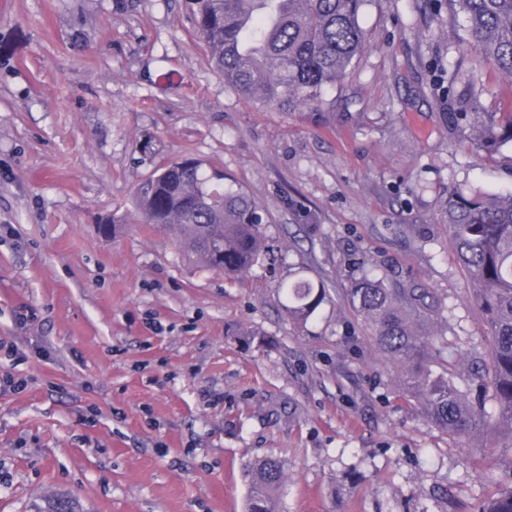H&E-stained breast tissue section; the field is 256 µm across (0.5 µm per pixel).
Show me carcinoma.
Returning a JSON list of instances; mask_svg holds the SVG:
<instances>
[{"label":"carcinoma","mask_w":512,"mask_h":512,"mask_svg":"<svg viewBox=\"0 0 512 512\" xmlns=\"http://www.w3.org/2000/svg\"><path fill=\"white\" fill-rule=\"evenodd\" d=\"M365 0H189L195 32L214 70L242 99L271 108L316 106L365 48L360 10ZM465 18L466 40L505 75L512 76V0H448ZM455 126L470 127L484 148L512 142V112H451ZM133 219L175 232L202 267L226 276L250 271L270 254L264 217L255 201L226 183L219 170L185 155L139 184ZM445 222L460 263L471 275V295L489 326V379L471 392L435 374L429 351L438 337L418 336L413 322L431 313L427 294H396L363 278L350 289L355 311L374 331L392 361L415 364L401 388L421 401L425 417L451 436L479 431L512 437V195H450ZM288 318L304 324L327 299L324 284L307 277L276 283ZM497 414L485 412L487 401ZM245 512H275L284 465L265 458L246 465ZM35 512H75L72 502L51 496ZM479 512H512V486L484 502Z\"/></svg>","instance_id":"obj_1"}]
</instances>
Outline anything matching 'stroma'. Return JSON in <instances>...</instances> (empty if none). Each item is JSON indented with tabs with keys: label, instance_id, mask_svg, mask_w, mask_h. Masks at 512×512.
Segmentation results:
<instances>
[{
	"label": "stroma",
	"instance_id": "35a3bbf8",
	"mask_svg": "<svg viewBox=\"0 0 512 512\" xmlns=\"http://www.w3.org/2000/svg\"><path fill=\"white\" fill-rule=\"evenodd\" d=\"M0 13V512L50 491L84 512H244L249 461L278 512H477L512 440L449 436L403 393L355 312L362 277L422 288L415 329L461 389L489 327L444 222L450 193L512 194V145L450 127L451 98L512 112V78L446 0H365L366 47L318 109L242 100L187 0H9ZM150 150H142L143 142ZM192 155L268 218L279 252L226 278L128 220L138 185ZM331 295L306 325L278 280ZM247 483L245 512H275L274 496L283 485L284 465L275 458H265L246 465Z\"/></svg>",
	"mask_w": 512,
	"mask_h": 512
}]
</instances>
